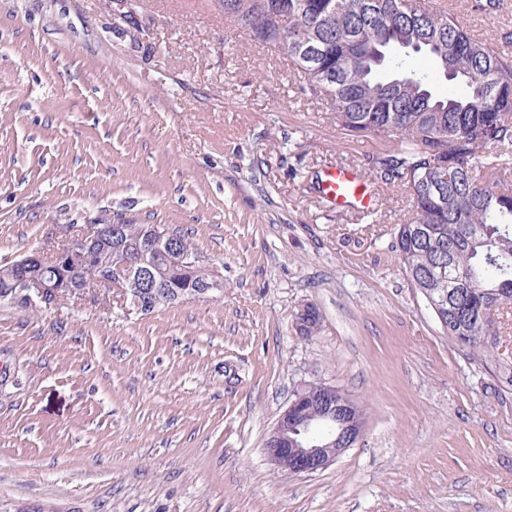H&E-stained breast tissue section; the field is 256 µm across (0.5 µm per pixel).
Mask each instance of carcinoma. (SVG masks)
Returning <instances> with one entry per match:
<instances>
[{"mask_svg": "<svg viewBox=\"0 0 512 512\" xmlns=\"http://www.w3.org/2000/svg\"><path fill=\"white\" fill-rule=\"evenodd\" d=\"M224 17L304 76L300 92L356 132L408 143L376 159L371 177L411 198L392 249L414 288L469 359L512 390V362L496 353L484 316L512 305V52L471 34L446 8L418 0H219ZM462 89L440 97L435 80ZM145 224L123 225L133 249ZM116 251L79 266L73 285L100 286Z\"/></svg>", "mask_w": 512, "mask_h": 512, "instance_id": "cac0c4a2", "label": "carcinoma"}]
</instances>
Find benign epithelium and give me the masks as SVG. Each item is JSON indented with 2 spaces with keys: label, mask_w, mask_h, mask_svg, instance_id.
<instances>
[{
  "label": "benign epithelium",
  "mask_w": 512,
  "mask_h": 512,
  "mask_svg": "<svg viewBox=\"0 0 512 512\" xmlns=\"http://www.w3.org/2000/svg\"><path fill=\"white\" fill-rule=\"evenodd\" d=\"M120 224H87L83 230L61 244L49 242L39 250L29 252L18 260L0 267L2 304L36 305L43 310L57 307L65 299L92 298L86 291L71 284L73 265L92 260L103 247L119 237ZM168 257V265L193 274L200 284L196 297H214L224 291V277L199 255L177 254L168 228L153 224L144 232L137 244L135 257L130 259L117 251L113 267L101 287H112V278L121 279L122 288L134 309L148 313L157 304L159 288L166 269L159 265V256ZM316 401L336 411V425L348 429H335L325 421L312 417L309 396L297 393L280 413L270 430L264 450L275 468L288 467L291 474H312L327 468L362 433V422L354 410L356 403L350 395L333 385L317 384Z\"/></svg>",
  "instance_id": "benign-epithelium-1"
}]
</instances>
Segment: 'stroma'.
<instances>
[{
    "label": "stroma",
    "mask_w": 512,
    "mask_h": 512,
    "mask_svg": "<svg viewBox=\"0 0 512 512\" xmlns=\"http://www.w3.org/2000/svg\"><path fill=\"white\" fill-rule=\"evenodd\" d=\"M445 3L512 35V0ZM299 81L214 0H0V266L106 217L179 229L224 276L148 315L118 287L0 304V512H512V391L408 280L409 198L383 187L364 213L318 190L396 143ZM316 382L363 433L324 470H275L267 435Z\"/></svg>",
    "instance_id": "obj_1"
}]
</instances>
